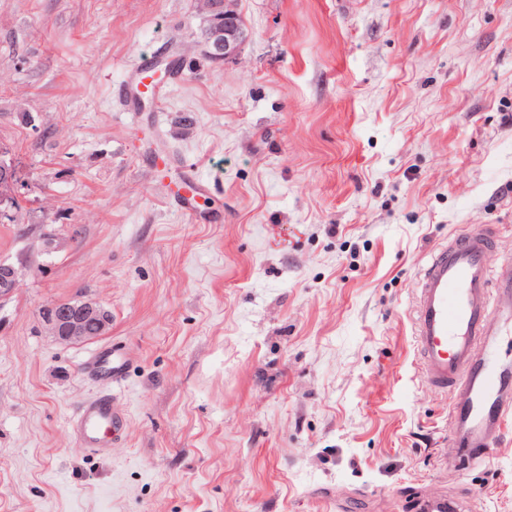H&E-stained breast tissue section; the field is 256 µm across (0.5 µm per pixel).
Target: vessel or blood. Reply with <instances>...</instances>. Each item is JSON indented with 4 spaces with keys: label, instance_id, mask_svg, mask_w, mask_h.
I'll return each instance as SVG.
<instances>
[{
    "label": "vessel or blood",
    "instance_id": "1",
    "mask_svg": "<svg viewBox=\"0 0 512 512\" xmlns=\"http://www.w3.org/2000/svg\"><path fill=\"white\" fill-rule=\"evenodd\" d=\"M494 240L488 228L438 246L423 269L415 308L422 380L432 391L460 394L448 445L471 464L487 459L512 427V368L500 364L495 340L499 321H512V259L490 269ZM127 368V357L110 346L82 361V373L100 385L70 423L82 450L108 454L120 438L125 419L113 409L112 388Z\"/></svg>",
    "mask_w": 512,
    "mask_h": 512
}]
</instances>
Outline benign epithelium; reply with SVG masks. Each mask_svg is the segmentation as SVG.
Instances as JSON below:
<instances>
[{
    "label": "benign epithelium",
    "mask_w": 512,
    "mask_h": 512,
    "mask_svg": "<svg viewBox=\"0 0 512 512\" xmlns=\"http://www.w3.org/2000/svg\"><path fill=\"white\" fill-rule=\"evenodd\" d=\"M204 25L200 37L204 54L215 61H227L239 56L247 34L240 14L231 8V0H197ZM19 171L9 158V151L0 146V219L16 208L18 201L12 193ZM21 267L0 261V298L16 288ZM41 318L51 335L65 342L86 338L88 323L103 334L112 323V314L91 300H66L44 305Z\"/></svg>",
    "instance_id": "1"
}]
</instances>
